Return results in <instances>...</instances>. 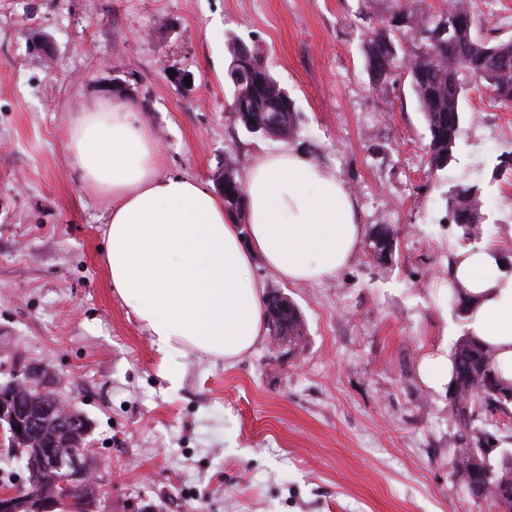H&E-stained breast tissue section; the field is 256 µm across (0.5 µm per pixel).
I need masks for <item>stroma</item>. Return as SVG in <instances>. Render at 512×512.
<instances>
[{"mask_svg": "<svg viewBox=\"0 0 512 512\" xmlns=\"http://www.w3.org/2000/svg\"><path fill=\"white\" fill-rule=\"evenodd\" d=\"M487 39L512 38V0H470ZM391 0H0V382L13 360L46 367L92 426L112 512H487L452 476L459 424L422 359L464 323L448 267L465 248L445 207L481 189L478 245L512 264V108L469 89L448 166L430 174L427 130L405 71L374 84L361 45ZM48 42L51 51L38 50ZM258 51L299 113L270 139L230 117L228 45ZM193 73L176 87L169 71ZM151 134L162 172L212 182L226 158L285 147L334 172L364 227L391 225L381 265L359 249L331 278L265 292L295 303V348L167 359L113 294L102 260L111 199L71 162L78 112L114 80Z\"/></svg>", "mask_w": 512, "mask_h": 512, "instance_id": "stroma-1", "label": "stroma"}]
</instances>
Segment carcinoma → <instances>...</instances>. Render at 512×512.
I'll return each mask as SVG.
<instances>
[{"instance_id":"carcinoma-1","label":"carcinoma","mask_w":512,"mask_h":512,"mask_svg":"<svg viewBox=\"0 0 512 512\" xmlns=\"http://www.w3.org/2000/svg\"><path fill=\"white\" fill-rule=\"evenodd\" d=\"M365 63L378 81L387 80L404 58L413 60L407 76L427 128L426 155L431 170L448 166L461 130L462 100L472 84L483 86L498 105L512 106V38L492 42L477 35L474 13L468 0H449L437 13H421L406 0H395L390 11L377 18L364 42ZM235 59L250 58L244 80L232 84V104L239 112L244 131L260 126L265 135L293 134L299 114L293 102L276 104L278 80L271 74L261 55L241 42L229 44ZM480 190L461 186L447 199V209L464 240L475 238L481 221ZM224 206L234 214L245 210V193L229 171L224 183ZM367 248L380 264L393 260L397 238L385 224L373 225ZM451 303L464 320L471 308L464 288L450 282ZM272 336L288 337L297 346L305 336V326L296 305L278 316L267 312ZM451 378L448 383L452 413L461 429L459 439L465 447L457 450L448 465L468 489L473 501H488L495 512H512V448L491 445L495 435L478 425L489 413H508L512 406V377L505 375L493 350L468 333L456 343L451 354Z\"/></svg>"}]
</instances>
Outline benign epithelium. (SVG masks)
<instances>
[{"label": "benign epithelium", "mask_w": 512, "mask_h": 512, "mask_svg": "<svg viewBox=\"0 0 512 512\" xmlns=\"http://www.w3.org/2000/svg\"><path fill=\"white\" fill-rule=\"evenodd\" d=\"M38 389L48 401L32 410L29 391ZM82 424V439L60 445ZM89 424L74 399L62 397L49 376L18 371L0 383V441L18 457L30 452L28 483L0 491V512H112L95 487Z\"/></svg>", "instance_id": "benign-epithelium-1"}]
</instances>
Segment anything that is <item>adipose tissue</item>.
Here are the masks:
<instances>
[{"label":"adipose tissue","mask_w":512,"mask_h":512,"mask_svg":"<svg viewBox=\"0 0 512 512\" xmlns=\"http://www.w3.org/2000/svg\"><path fill=\"white\" fill-rule=\"evenodd\" d=\"M69 151L84 181L112 197L107 276L164 355L246 353L266 331L254 259L285 281L317 282L344 269L362 239L345 183L289 147L246 170L244 231L207 184L160 175L155 145L124 101L82 112ZM500 259L488 246L461 250L452 273L473 299L466 331L512 367V275Z\"/></svg>","instance_id":"1"}]
</instances>
